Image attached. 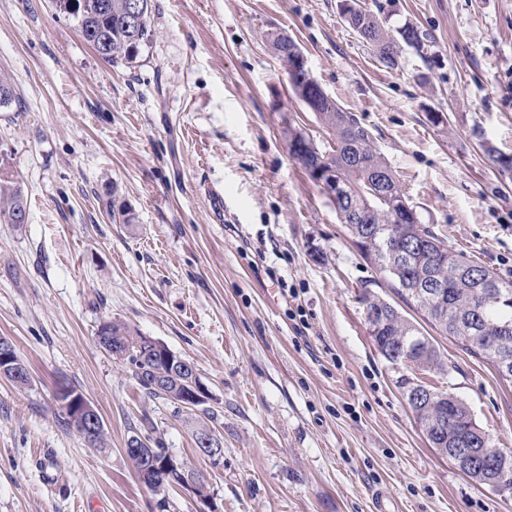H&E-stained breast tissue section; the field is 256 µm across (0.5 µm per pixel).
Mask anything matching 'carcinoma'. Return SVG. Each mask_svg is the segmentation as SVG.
<instances>
[{
    "mask_svg": "<svg viewBox=\"0 0 512 512\" xmlns=\"http://www.w3.org/2000/svg\"><path fill=\"white\" fill-rule=\"evenodd\" d=\"M130 0H53L59 12L72 17L81 36L108 63H132L150 46L152 0H143L141 20L131 25L127 19ZM349 27L366 44L376 50L379 61L387 68L399 65L401 45H406L423 60L430 58L433 40L427 33L405 25L393 36L385 28L386 20L351 0ZM292 93L304 104L314 105L320 124L334 140L322 151L304 132L293 127L285 130L288 149L304 146L305 155L323 168L336 172L345 192V203L336 213L351 236L364 242L372 254L370 265L390 283L396 294L421 320L403 316L393 305L378 299L369 290L362 293L368 311L383 315L376 340L383 357L411 347L409 363L424 371L443 370L434 330L452 337L466 352L496 365L497 356L512 357V280H505L487 266L469 259L448 247L447 242L421 224L416 209L406 224L396 221L391 201L381 193L374 172L389 168L375 147L369 131L357 116L340 107L328 95H319L316 79L302 77L290 84ZM7 158L0 155V224H24V207L28 205L22 182L6 174ZM421 242V247L407 251L405 239ZM442 287L441 299L431 303L415 296L419 288L431 284ZM430 329H425V326ZM98 342L108 346L116 358L129 364L132 376L146 394L180 403L192 388L190 377L183 374L157 383L160 372H170L162 355H146L140 347L141 337L134 336L123 324L105 320L97 330ZM415 420L427 435L432 447L448 455L449 448H482L491 464L502 475L500 490H512V452L492 444L488 433L476 422L468 407L443 391L421 404L409 403Z\"/></svg>",
    "mask_w": 512,
    "mask_h": 512,
    "instance_id": "cac0c4a2",
    "label": "carcinoma"
}]
</instances>
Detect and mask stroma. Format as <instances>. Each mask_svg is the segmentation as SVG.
Returning <instances> with one entry per match:
<instances>
[{
  "label": "stroma",
  "mask_w": 512,
  "mask_h": 512,
  "mask_svg": "<svg viewBox=\"0 0 512 512\" xmlns=\"http://www.w3.org/2000/svg\"><path fill=\"white\" fill-rule=\"evenodd\" d=\"M361 3L432 35V60L407 47L386 68L339 0H154L150 47L111 64L52 0H0L16 96L0 153L29 204L27 223L0 224V336L29 377H0V512H200L193 492L139 480L134 434L204 475L217 512H375L378 491L393 512H512V493L432 448L399 382L454 394L505 451L512 384L447 336L444 374L377 351L360 300L375 272L284 131L330 139L272 49L293 38L422 224L512 280V170L488 155L512 156V0ZM106 319L193 363L208 410L147 396L100 346ZM63 386L100 415L105 450L67 424ZM202 428L221 465L198 449Z\"/></svg>",
  "instance_id": "35a3bbf8"
}]
</instances>
